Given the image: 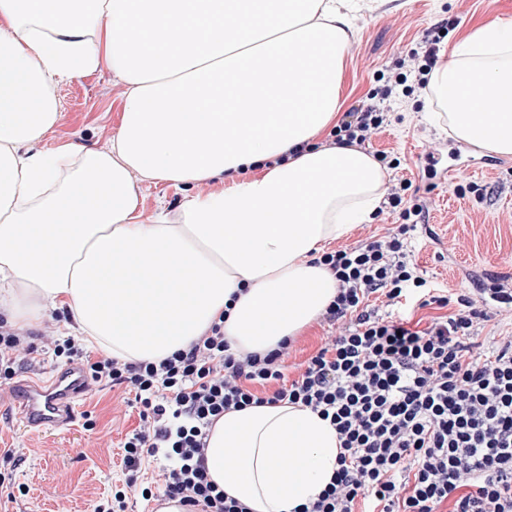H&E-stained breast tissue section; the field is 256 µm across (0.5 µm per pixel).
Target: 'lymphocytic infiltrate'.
I'll return each instance as SVG.
<instances>
[{
  "instance_id": "obj_1",
  "label": "lymphocytic infiltrate",
  "mask_w": 512,
  "mask_h": 512,
  "mask_svg": "<svg viewBox=\"0 0 512 512\" xmlns=\"http://www.w3.org/2000/svg\"><path fill=\"white\" fill-rule=\"evenodd\" d=\"M384 122L373 105L346 113L334 142L364 144ZM388 200L400 223L322 254L338 288L325 314L331 332L296 378L285 374L292 341L241 354L217 322L157 363L91 361L75 340L43 332L41 346L60 363L80 360L92 382L134 391L140 423L123 443L128 483L143 460L161 455L167 463L153 483L186 512H249L209 480L206 430L224 411L285 402L329 420L341 448L329 485L294 512H440L446 503L451 512H512V336L491 356L477 353L478 331L493 318L487 298L502 289L490 284L484 298L436 294L408 252L426 200L406 207L396 190ZM376 293L389 306L413 294L447 313L417 329L375 315L368 301ZM36 348L23 332L0 327V380L13 379Z\"/></svg>"
}]
</instances>
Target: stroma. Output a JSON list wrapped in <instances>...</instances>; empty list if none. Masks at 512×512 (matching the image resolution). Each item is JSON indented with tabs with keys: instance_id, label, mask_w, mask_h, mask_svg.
I'll return each instance as SVG.
<instances>
[{
	"instance_id": "35a3bbf8",
	"label": "stroma",
	"mask_w": 512,
	"mask_h": 512,
	"mask_svg": "<svg viewBox=\"0 0 512 512\" xmlns=\"http://www.w3.org/2000/svg\"><path fill=\"white\" fill-rule=\"evenodd\" d=\"M494 17L512 21V0H374L357 16L344 57L343 109L374 103L386 112L388 126L365 149L397 160L390 184L411 181L427 199L429 213L411 245L425 276L452 295L477 293L486 278L512 274V156L458 141L431 122L418 69L426 30L437 29L445 61L462 33ZM399 76L406 86L396 85ZM56 93L64 118L44 147L107 149L123 85L104 70L62 83ZM129 398L124 389L91 384L78 405L94 429L78 422L62 433H33L16 421L11 386L0 387V512H96L119 490L126 512H158L161 493L146 498L125 485L122 443L139 424ZM10 448L24 449L23 459L7 457Z\"/></svg>"
}]
</instances>
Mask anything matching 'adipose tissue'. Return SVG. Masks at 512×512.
Here are the masks:
<instances>
[{"mask_svg": "<svg viewBox=\"0 0 512 512\" xmlns=\"http://www.w3.org/2000/svg\"><path fill=\"white\" fill-rule=\"evenodd\" d=\"M0 0V313L47 308L67 332L128 362H158L215 321L266 353L319 319L337 292L326 244L370 223L389 174L355 145L323 143L363 0ZM107 70L123 85L108 149L43 148L60 82ZM429 87L455 138L512 154V24L458 39ZM495 100L494 112L473 105ZM288 155L279 163L280 155ZM141 180L222 190L158 200ZM329 421L281 403L226 411L206 470L250 512H293L330 483Z\"/></svg>", "mask_w": 512, "mask_h": 512, "instance_id": "1", "label": "adipose tissue"}]
</instances>
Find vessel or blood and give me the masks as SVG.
<instances>
[{
    "label": "vessel or blood",
    "mask_w": 512,
    "mask_h": 512,
    "mask_svg": "<svg viewBox=\"0 0 512 512\" xmlns=\"http://www.w3.org/2000/svg\"><path fill=\"white\" fill-rule=\"evenodd\" d=\"M90 385L81 366L54 374L51 379L32 377L16 388L22 401L19 422L29 430L68 428L76 418L75 400Z\"/></svg>",
    "instance_id": "b4317fda"
}]
</instances>
